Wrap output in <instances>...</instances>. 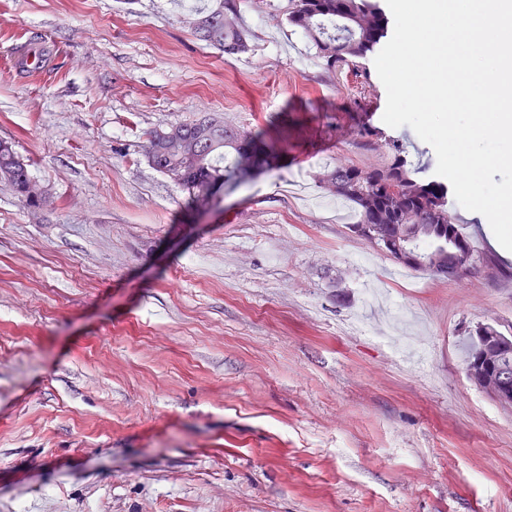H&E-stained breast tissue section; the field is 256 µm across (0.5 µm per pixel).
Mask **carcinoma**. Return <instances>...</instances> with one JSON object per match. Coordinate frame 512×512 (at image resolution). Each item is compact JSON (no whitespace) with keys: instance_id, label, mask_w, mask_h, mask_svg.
Returning <instances> with one entry per match:
<instances>
[{"instance_id":"obj_1","label":"carcinoma","mask_w":512,"mask_h":512,"mask_svg":"<svg viewBox=\"0 0 512 512\" xmlns=\"http://www.w3.org/2000/svg\"><path fill=\"white\" fill-rule=\"evenodd\" d=\"M241 0H212L199 11L195 30L200 39L227 56L239 55L249 46V30L239 22ZM377 0H287L284 13L288 25L301 31L330 71L355 68L381 45L388 34L389 19ZM240 134L215 117L192 123H175L149 134L145 153L153 154V169H164L181 176L179 186L189 196L205 200L224 190V176L243 172L242 159L224 155V148L241 149ZM389 161L367 170V190H356L352 179L360 168L335 166L324 170L320 182L336 183L334 194L354 203L361 224H381L390 235L397 234L396 223L405 221L412 232L415 247L429 259L454 267L462 260L448 249V235L439 225L451 227L453 237L467 248L471 258L488 260L499 266L492 252L474 248L468 235L457 224L449 206L448 185L435 180L415 178L418 169L408 163L402 145L387 142ZM0 180L9 183L29 206L39 202L25 195L30 180L29 165L21 162L11 142L0 140ZM475 338L467 346V360H472L486 342L503 335L497 327L485 323L476 327Z\"/></svg>"}]
</instances>
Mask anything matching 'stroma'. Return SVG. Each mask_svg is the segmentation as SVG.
<instances>
[{"label": "stroma", "mask_w": 512, "mask_h": 512, "mask_svg": "<svg viewBox=\"0 0 512 512\" xmlns=\"http://www.w3.org/2000/svg\"><path fill=\"white\" fill-rule=\"evenodd\" d=\"M208 0H0V512H512V405L463 338L512 335V252L458 209L492 277L410 272L349 230L324 168L380 166L373 60L327 70L243 0L248 52L195 34ZM223 117L269 165L192 205L151 130ZM21 160L11 142L0 140V180L9 183L27 205L35 207L40 203L25 195L26 182L31 178L29 164ZM481 333L483 335H481ZM471 336V340L469 345L467 346L466 356H467V364L475 358V356L479 353L483 344L491 339H495L496 336H505L503 332H501L497 327L492 324L485 323L478 327H476L475 332ZM472 336H486V338H478L475 339Z\"/></svg>", "instance_id": "stroma-1"}]
</instances>
